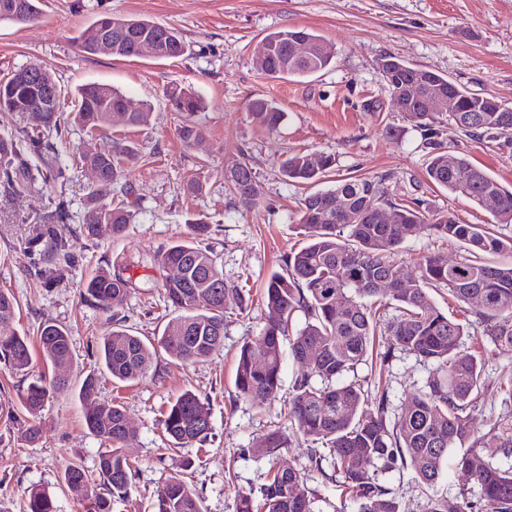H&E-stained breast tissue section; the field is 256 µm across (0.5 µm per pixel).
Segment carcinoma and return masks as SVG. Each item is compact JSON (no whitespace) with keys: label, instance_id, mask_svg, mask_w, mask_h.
I'll return each mask as SVG.
<instances>
[{"label":"carcinoma","instance_id":"1","mask_svg":"<svg viewBox=\"0 0 512 512\" xmlns=\"http://www.w3.org/2000/svg\"><path fill=\"white\" fill-rule=\"evenodd\" d=\"M41 18L39 0H0V22L30 23ZM301 36L315 44L317 51L307 59H295L288 52L289 40ZM157 40L158 59H176L185 54L183 40L170 28L147 19H126L103 12L75 37L77 49L90 55L121 58L140 57L141 38ZM271 52L254 63L261 74L276 78L311 76L327 69L336 51L322 36L306 29H284L264 36ZM393 75L387 82L397 110L419 131L428 149L427 175L436 185L456 197L480 206L488 196L497 198L492 211L495 223L512 224V187L503 186L465 156L448 149L439 141V121L422 111L407 112L397 94V84L420 79L424 94L436 88L456 96L466 107L484 108L477 112L450 114L451 123L465 134L478 139L512 146V108L490 95H480L447 77L421 69L400 59L392 64ZM27 68L0 79V112H33L35 124L0 137V187L22 195L41 183L54 189L53 210L43 219L35 242L44 243L47 258L53 264V283L76 262L68 244L58 235L56 225L74 221L66 197L69 165L61 159L64 141L62 102L49 104V90L57 87L51 68L42 64L36 74L26 76ZM166 97L178 113L204 110V103L189 89L172 86ZM78 104L74 120L90 130L122 125L138 127L145 112H127L118 118L127 103L126 95L105 84H86L77 89ZM251 116L269 132L279 129L283 112L271 102L256 98L249 103ZM178 135L189 147L201 137L198 126L184 123ZM41 158L32 168L29 157ZM137 158L134 145L125 140L113 142L112 151L83 150L79 162L97 174L96 184L87 194V203L79 217L80 235L96 238L106 227L112 238L123 237L134 213L124 200L113 202L112 192L126 166ZM336 158L309 152L291 153L283 166L284 176L292 182L313 184L333 172ZM238 202L257 204L259 186L246 161H239L224 173ZM349 197L350 211L357 215L351 223L336 212V194ZM378 208H392L396 218L382 224L375 214ZM299 226L304 245L291 252L282 271L267 279L264 296L269 321L257 342L264 352L263 361L255 358L253 342L240 349L235 388L239 396L263 404L276 397L281 386L282 339L292 327L295 314L305 316V324L291 343L294 360L307 370L292 386L288 414L298 430L320 447L311 449L310 466L323 470L328 462L339 477L341 487L356 504V512H400L396 494L382 485L379 474L396 468H411L428 486L439 478L451 449L471 440L458 461L481 490L486 512H512V470L498 463L512 454V430L476 436L469 428V415L479 400L481 361L473 353L461 351L467 327L442 311L429 293L445 288L457 301L470 306L475 319L487 325L495 346L512 351V235L501 236L482 224H464L446 210L424 209L398 204L391 199L384 177H348L336 181L332 189L318 190L303 199ZM428 227L434 235L454 239L465 245L464 254L450 262L439 253L426 256L418 265V275L400 281L395 256L400 245L418 229ZM192 239L169 246L156 261L159 266L178 267L182 276L163 282L167 301L180 310L165 326L157 343L143 340L124 328L121 319L112 317V328L102 337L99 354L112 379L131 382L151 370L155 346L183 363L208 358L224 342V321L228 311L247 308L245 289L224 280L213 251L200 245L208 239L211 227L202 222L190 225ZM509 255V261L496 265L484 261V255ZM132 276L102 271L93 276L86 288L88 298L101 308L108 307L117 294L132 287ZM346 294L349 305L336 308V293ZM480 296L481 305L474 302ZM379 297L394 305L395 317L385 326L389 343L435 366L424 386L407 403L397 422L387 421V396L369 399L365 390L341 378L365 361L379 319L364 299ZM14 298L0 291V361L14 372L28 371L32 357L27 337L14 325ZM39 344L56 366L69 364V332L47 321L38 329ZM68 389L57 378L38 379L28 384L23 407L37 418L47 400ZM88 428L105 443L99 453L96 475L79 463L70 464L64 481L87 486L86 512H112V505L127 497L134 477V465L123 448L132 440L125 427L122 406L99 403L87 416ZM164 430L175 445L203 443L211 433L205 399L186 391L168 407ZM256 447L271 458L288 447V439L273 429L262 435ZM262 505L255 504L253 493L242 494L236 512H314L313 494L295 470L284 474L273 471L259 488ZM155 512H203L201 497L180 476H172L157 491ZM24 512H55L49 491L30 490ZM427 512H474L468 498L450 502L432 498Z\"/></svg>","mask_w":512,"mask_h":512}]
</instances>
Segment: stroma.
I'll return each instance as SVG.
<instances>
[{
    "instance_id": "obj_1",
    "label": "stroma",
    "mask_w": 512,
    "mask_h": 512,
    "mask_svg": "<svg viewBox=\"0 0 512 512\" xmlns=\"http://www.w3.org/2000/svg\"><path fill=\"white\" fill-rule=\"evenodd\" d=\"M41 7L44 16L38 23H0V77L43 63L52 67L62 91L108 84L149 109L142 126H115L91 137L69 124L63 158L73 165L66 187L73 212L83 210L96 181L89 167L76 164L79 150L108 153L113 140L127 138L137 143L139 153L121 184L136 220L122 238H112L105 229L93 241L76 236L73 225H60L78 261L54 286L35 275L44 259L41 249L28 244L47 207L49 189L17 198L0 193V290L14 295L15 325L34 341L28 376L0 363V512H22L35 486L52 493L56 512H85L83 496L64 483L63 474L73 462L96 469L101 443L86 425L89 406L79 397L80 378L88 373L99 378L97 401L122 405L133 432L125 449L135 465L133 485L112 512H153L157 491L177 475L199 492L203 512H235L238 496L265 483L275 463L301 473L318 497L319 512H355L337 482L310 469L312 442L290 422L292 385L304 364L284 352L281 389L262 406L239 397L234 385L242 343L256 339L268 322L265 282L300 247L301 202L314 189L287 181L282 165L291 152L332 155L337 178L383 175L397 203L418 201L450 211L466 224L491 222L487 209L428 180L421 137L397 112L377 63L391 55L512 106V0H43ZM105 10L174 28L187 44L186 54L123 59L79 52L73 37ZM284 28H305L324 37L336 49L333 64L306 78L260 74L253 59L262 38ZM169 85L191 88L206 104L192 116L202 131L192 146L178 136L179 117L164 94ZM256 97L282 109L278 131L264 130L250 116L248 103ZM439 119L445 146L512 186V149L464 136L450 125L448 113ZM243 159L249 160L261 189L258 204L247 209L224 180L225 171ZM191 182L196 191H188ZM191 218L210 224L208 244L225 279L250 289L251 305L244 314L227 316L222 346L204 361L184 365L160 350L146 377L113 381L99 365L98 339L109 330L115 312L141 337L160 335L174 317L162 288L167 273L154 259L170 244L188 239ZM432 253L452 260L462 255L463 245L420 229L398 250L400 275L415 277L419 261ZM101 270L133 278L130 293L106 310L82 296L86 281ZM49 319L70 331L72 360L63 369L55 368L35 342ZM466 344L484 358L479 405L470 417L471 429L480 435L512 423V402L497 391L500 382L512 378V352L495 350L485 325L477 322L470 325ZM374 351L344 379L357 381L372 395L387 391L388 418L394 421L423 386L430 367L389 347L381 336ZM41 376L67 379L70 386L46 403L32 442L22 396L30 380ZM186 390L206 397L211 434L204 443L175 447L164 439L163 414ZM274 428L288 437L287 449L275 462L255 446ZM380 480L396 493L401 512H426L433 498L480 500L478 485L453 459L432 487L408 468L386 472Z\"/></svg>"
}]
</instances>
